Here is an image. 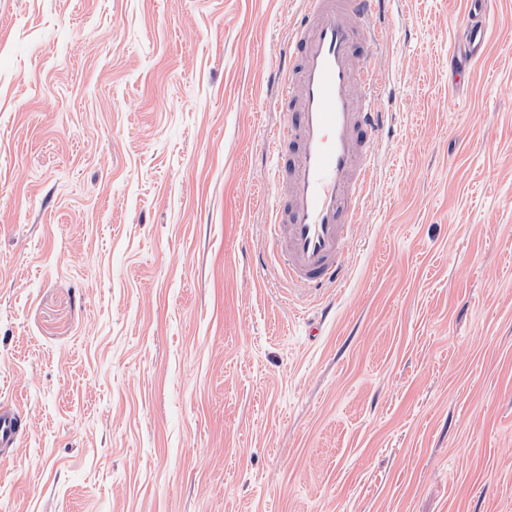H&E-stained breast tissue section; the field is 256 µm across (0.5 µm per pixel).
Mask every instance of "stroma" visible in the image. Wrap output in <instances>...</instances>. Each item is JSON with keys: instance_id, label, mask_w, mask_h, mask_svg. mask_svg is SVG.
I'll list each match as a JSON object with an SVG mask.
<instances>
[{"instance_id": "obj_1", "label": "stroma", "mask_w": 512, "mask_h": 512, "mask_svg": "<svg viewBox=\"0 0 512 512\" xmlns=\"http://www.w3.org/2000/svg\"><path fill=\"white\" fill-rule=\"evenodd\" d=\"M394 0L342 287L288 283L302 0H0V512H512V0ZM469 8L466 12V17L463 26L466 27L468 32V46L471 57L478 58L483 55L486 39H487V26L489 21L494 17V4L493 0H470ZM481 15L484 19L483 22L473 23V15Z\"/></svg>"}]
</instances>
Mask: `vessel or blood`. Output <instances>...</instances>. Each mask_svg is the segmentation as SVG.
I'll use <instances>...</instances> for the list:
<instances>
[{
    "mask_svg": "<svg viewBox=\"0 0 512 512\" xmlns=\"http://www.w3.org/2000/svg\"><path fill=\"white\" fill-rule=\"evenodd\" d=\"M388 0H306L280 59L271 130L277 177L286 188L271 239L289 282L335 286L353 246L367 190L377 180L376 149L392 137L384 80L371 63L387 42ZM464 25L471 57L483 55L494 0H470Z\"/></svg>",
    "mask_w": 512,
    "mask_h": 512,
    "instance_id": "b4317fda",
    "label": "vessel or blood"
}]
</instances>
